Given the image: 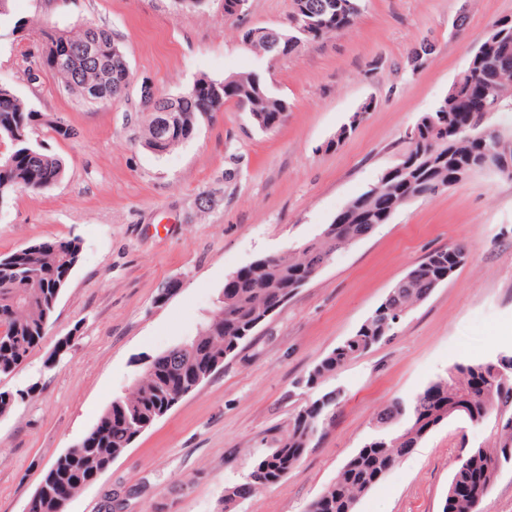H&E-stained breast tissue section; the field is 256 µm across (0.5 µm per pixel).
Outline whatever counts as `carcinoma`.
I'll return each mask as SVG.
<instances>
[{
    "label": "carcinoma",
    "instance_id": "carcinoma-1",
    "mask_svg": "<svg viewBox=\"0 0 512 512\" xmlns=\"http://www.w3.org/2000/svg\"><path fill=\"white\" fill-rule=\"evenodd\" d=\"M359 0H294L288 29L263 28L252 45L256 54L274 61L298 50L310 41L352 28L360 15ZM45 37L41 65L52 70L62 88L89 103H110L125 94L129 69L126 55L114 51L112 34L94 24L67 32L69 45L87 41L97 44L98 59L87 61L65 54L55 32ZM217 88L214 99L200 100L192 91L169 96L177 110L171 113L172 138L156 142L153 115L146 125L143 145L156 155L167 154L187 142L198 123L215 112L224 111L227 101L224 81L199 78ZM100 86L103 94L91 89ZM512 16L492 22L482 42L474 50L467 68L451 86L445 98L415 122L418 136L400 161L402 168L385 169L377 181L353 198L321 235L286 253L255 259L239 279L232 300H218L214 310L200 323L195 336L153 357L143 376L124 396L99 416L83 439L57 458L39 488L30 497L26 512H65L63 502L93 482L121 456L134 440L175 405L176 395L168 390L171 380L196 388L224 366L253 335L254 323L265 309L300 288V283L321 272L324 260L358 242L362 224H386L394 216L389 202L400 207L438 194L473 174L490 172L500 153L487 154L483 145L502 151L512 160V127L502 126V114L512 112ZM233 96L258 128L289 109L288 101L275 94L257 71L236 74ZM365 103L342 125L327 147L338 145L362 121ZM37 113L11 87L0 84V202L17 191L39 192L46 182H60L66 173L63 160L47 153L30 139ZM462 246L453 245L429 253L411 266L390 289L385 299L362 322L355 333L325 355L298 381L315 394L295 414L288 430L276 440L275 448L256 460L245 476L251 493L258 494L278 484L301 461L315 438L327 434L336 409L343 400L338 388L324 389L328 381L350 360L373 346L390 340L411 310L426 300L436 288L463 266L457 260ZM76 240L55 241L53 246L32 244L0 256V375L20 367L49 326L58 295L79 260ZM485 362H456L448 374L431 382L410 398L392 399L373 417L375 434L341 467L334 482L309 505L308 512H355L361 497L378 485L403 459L402 448H417L436 426L432 417L431 392L442 386L454 397L468 395L467 413L457 419L491 427L492 445L467 449L448 484L450 492L442 512H477L468 497H459L451 488L467 479L472 471L488 472L496 483L502 469L512 466V381L482 392L472 391L474 379Z\"/></svg>",
    "mask_w": 512,
    "mask_h": 512
}]
</instances>
